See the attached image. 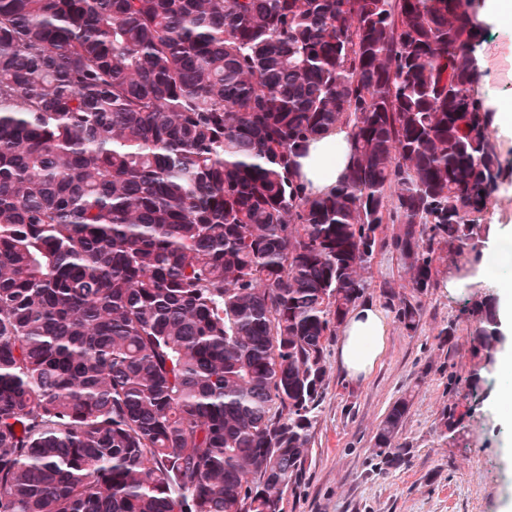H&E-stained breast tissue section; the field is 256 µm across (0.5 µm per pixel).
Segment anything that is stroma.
<instances>
[{"label": "stroma", "mask_w": 512, "mask_h": 512, "mask_svg": "<svg viewBox=\"0 0 512 512\" xmlns=\"http://www.w3.org/2000/svg\"><path fill=\"white\" fill-rule=\"evenodd\" d=\"M482 96L512 103V31L488 25ZM479 260L478 251L437 252L436 286L422 299L416 330L387 312V347L374 373L352 382L328 353L330 373L311 434L306 483L286 497L284 512H500L512 499V460L504 456L512 423L499 415L493 395L500 387L495 365L486 363L473 332L475 318L462 294L444 292L441 280ZM368 300L384 306V284L408 276L389 251L376 254ZM407 400L401 440L405 463L380 473L373 455L377 427L391 406ZM454 415V432L441 420Z\"/></svg>", "instance_id": "35a3bbf8"}]
</instances>
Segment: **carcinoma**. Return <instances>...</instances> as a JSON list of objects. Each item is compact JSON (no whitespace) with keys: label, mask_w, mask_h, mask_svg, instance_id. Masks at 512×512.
I'll return each mask as SVG.
<instances>
[{"label":"carcinoma","mask_w":512,"mask_h":512,"mask_svg":"<svg viewBox=\"0 0 512 512\" xmlns=\"http://www.w3.org/2000/svg\"><path fill=\"white\" fill-rule=\"evenodd\" d=\"M478 7L0 0V512H284L376 249L412 330L512 169ZM338 126L314 196L296 157ZM468 312L490 363L493 298ZM492 109H495L493 127L498 130L492 129V137L496 144L497 150L502 159H512V139L505 136L512 137V109L511 112H505V106L501 105L496 99L490 98L485 101ZM504 135V136H503ZM352 154V142L344 127H336L322 138L311 141L297 158L299 176L306 189L324 194L345 177Z\"/></svg>","instance_id":"obj_1"}]
</instances>
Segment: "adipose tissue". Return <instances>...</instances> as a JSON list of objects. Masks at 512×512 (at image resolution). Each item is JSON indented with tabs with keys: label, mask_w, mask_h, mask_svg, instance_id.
<instances>
[{
	"label": "adipose tissue",
	"mask_w": 512,
	"mask_h": 512,
	"mask_svg": "<svg viewBox=\"0 0 512 512\" xmlns=\"http://www.w3.org/2000/svg\"><path fill=\"white\" fill-rule=\"evenodd\" d=\"M352 154L346 128L331 130L312 141L297 159L299 176L306 189L323 194L345 177ZM492 282L498 286L497 320L504 335H512V230L496 232L480 250V259L469 273L444 280V290L459 292L469 286ZM389 323L381 308L365 303L348 313L340 329L336 356L346 376L366 379L385 349Z\"/></svg>",
	"instance_id": "obj_1"
}]
</instances>
